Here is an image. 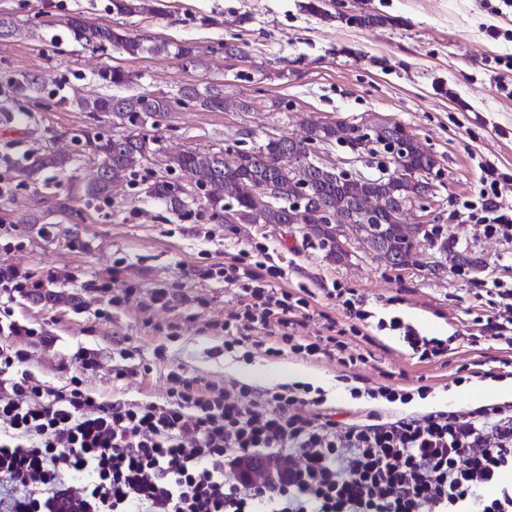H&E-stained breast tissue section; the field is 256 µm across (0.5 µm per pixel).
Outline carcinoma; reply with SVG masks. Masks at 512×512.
Listing matches in <instances>:
<instances>
[{
  "instance_id": "obj_1",
  "label": "carcinoma",
  "mask_w": 512,
  "mask_h": 512,
  "mask_svg": "<svg viewBox=\"0 0 512 512\" xmlns=\"http://www.w3.org/2000/svg\"><path fill=\"white\" fill-rule=\"evenodd\" d=\"M111 4L112 12L120 16L162 12L158 0H111ZM54 25L72 34L92 52L114 49L133 58L144 54L165 55L184 64H193L200 57L196 47L136 36L120 27L91 23L79 14L59 18ZM20 30L14 15L0 12V40L11 38ZM99 80L107 86L128 88L133 84V75L120 66H112L99 72ZM11 91L16 97L37 100L40 79L36 74H23L12 80ZM66 102L82 111L106 112L112 115V126L123 129L121 134L84 130L75 136L84 152L98 162L95 179L81 188L82 196L88 200L108 195L113 183L135 176L143 169L154 152V139L143 132L147 121L155 123L178 107H200L214 112L234 106L241 112L252 111L249 102L234 105L228 102L222 84L202 90L189 84L180 87L173 96L75 91ZM393 136V131L377 126L312 121L300 140L282 135L275 140L264 139L248 149L227 145L220 151L176 152L167 156V171L184 173L203 192L204 212L212 219L223 217L226 209L233 208L241 211V224H301L334 262L344 259L336 250V236L342 237L349 231L357 242L367 243L378 259L400 266L419 240L429 237L426 225L394 221L363 224L359 214L370 212L386 220L394 212L403 213L421 200L417 186L393 181L338 180L307 161L308 150L314 145H351L367 138L374 143ZM398 163L410 171L430 172L437 167L438 160L419 140L409 138ZM70 164V157L45 149L32 155L22 173L30 178L43 171H64ZM258 187L262 188V195L270 196L272 203L255 206ZM144 193L177 213L186 210L190 200L188 194L179 192L178 182L164 176L149 183Z\"/></svg>"
}]
</instances>
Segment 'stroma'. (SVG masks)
<instances>
[{"label":"stroma","instance_id":"35a3bbf8","mask_svg":"<svg viewBox=\"0 0 512 512\" xmlns=\"http://www.w3.org/2000/svg\"><path fill=\"white\" fill-rule=\"evenodd\" d=\"M165 13L119 16L110 0H0V10L20 21L38 22L41 36L0 41V225H11L21 248L0 245V267L14 266L43 281L59 298L15 296L13 320L50 337L44 346L0 337V346L27 353L34 378L61 387L74 374L72 359L83 347L100 366L87 375V387L102 401L161 402L167 375L176 371L217 385L249 381L266 390L301 381L322 388L343 417L360 414L365 400L352 398L338 375L336 360L250 356L224 353V319L237 297L212 277V269L251 245L268 248L284 275L278 287L310 298V317L299 332L324 333L328 324L343 329L344 341L366 363L352 372L372 387L412 389L428 386L426 398L404 405L407 413L478 407V395L497 385H512V350L492 346L474 350L465 337L476 319L488 314L490 296L467 266L446 263L440 242L422 241L420 264L396 270L351 243V254L331 262L318 242L298 224H225L202 218L200 203L174 213L146 197L143 180L166 173L170 152L212 150L238 140L247 128L253 140L267 133L299 137L308 121L359 124L399 123L437 158L435 195L427 207H413L409 224L438 225L457 241L451 249L480 258L484 275L512 285V241L486 238L482 225L468 217L477 203L490 164L507 174L498 203L512 209V9L499 0H320L321 14L309 0H162ZM94 22L122 27L156 40L202 48L197 65L145 54L130 58L115 51L94 53L67 38H52L53 20L75 12ZM364 13L388 17L385 25L359 26ZM496 27L498 37L487 34ZM224 41L243 54L230 64L208 46ZM108 66L132 72V92L172 94L186 84L220 82L226 95L252 102L249 112H209L179 108L146 126L155 152L144 170L113 185L108 199L85 200L80 189L97 170L79 152L74 135L94 128L111 133L112 118L71 105L30 111L15 102L11 77L40 74L48 88L68 94L80 87L101 92L98 73ZM72 155L67 171L24 179L20 171L42 147ZM132 286L128 304H109L111 293ZM176 288L168 308L142 309L155 289ZM349 288L377 316L397 315L421 334L454 337L447 358L432 363L411 359L397 337L367 328L356 336L332 288ZM127 364L136 375L112 381V368ZM471 377L454 378L460 367Z\"/></svg>","mask_w":512,"mask_h":512}]
</instances>
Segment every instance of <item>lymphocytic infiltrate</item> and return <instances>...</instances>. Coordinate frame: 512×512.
Masks as SVG:
<instances>
[{
	"mask_svg": "<svg viewBox=\"0 0 512 512\" xmlns=\"http://www.w3.org/2000/svg\"><path fill=\"white\" fill-rule=\"evenodd\" d=\"M486 175L484 233L512 239V213L495 203L494 168ZM217 274L240 304L224 324L225 352L261 331L267 355L336 353L354 364L338 336H297L309 303L274 287L279 266L243 252ZM484 287L497 308L470 343L511 346L512 287L494 276ZM377 327L418 362L448 353L447 340L399 317ZM73 359L78 374L55 388L22 371L24 350L0 349V512H512L511 404L386 415L377 403H410L427 386H355L352 397L373 408L348 423L309 414L307 405L324 399L305 384L260 392L177 374L163 403L104 402L84 385L94 355L80 349ZM263 467L273 478L254 479Z\"/></svg>",
	"mask_w": 512,
	"mask_h": 512,
	"instance_id": "1",
	"label": "lymphocytic infiltrate"
}]
</instances>
